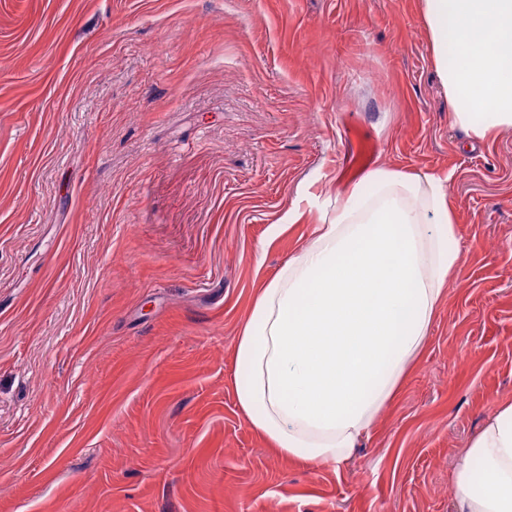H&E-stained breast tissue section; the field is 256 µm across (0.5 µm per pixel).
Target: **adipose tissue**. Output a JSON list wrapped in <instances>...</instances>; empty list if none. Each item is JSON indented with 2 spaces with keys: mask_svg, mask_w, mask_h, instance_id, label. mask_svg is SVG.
Masks as SVG:
<instances>
[{
  "mask_svg": "<svg viewBox=\"0 0 512 512\" xmlns=\"http://www.w3.org/2000/svg\"><path fill=\"white\" fill-rule=\"evenodd\" d=\"M452 124L469 141L512 129V0H422ZM309 242L259 288L235 345L238 407L274 453L344 463L421 355L461 253L448 177L383 167L304 194ZM488 480L474 491L471 462ZM455 512H512V400L454 473Z\"/></svg>",
  "mask_w": 512,
  "mask_h": 512,
  "instance_id": "adipose-tissue-1",
  "label": "adipose tissue"
}]
</instances>
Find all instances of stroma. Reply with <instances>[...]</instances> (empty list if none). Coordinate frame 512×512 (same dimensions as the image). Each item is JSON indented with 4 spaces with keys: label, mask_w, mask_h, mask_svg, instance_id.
Instances as JSON below:
<instances>
[{
    "label": "stroma",
    "mask_w": 512,
    "mask_h": 512,
    "mask_svg": "<svg viewBox=\"0 0 512 512\" xmlns=\"http://www.w3.org/2000/svg\"><path fill=\"white\" fill-rule=\"evenodd\" d=\"M381 166L449 177L461 263L371 437L293 463L236 337L302 190ZM505 399L512 130L452 125L422 0H0V512H454Z\"/></svg>",
    "instance_id": "35a3bbf8"
}]
</instances>
